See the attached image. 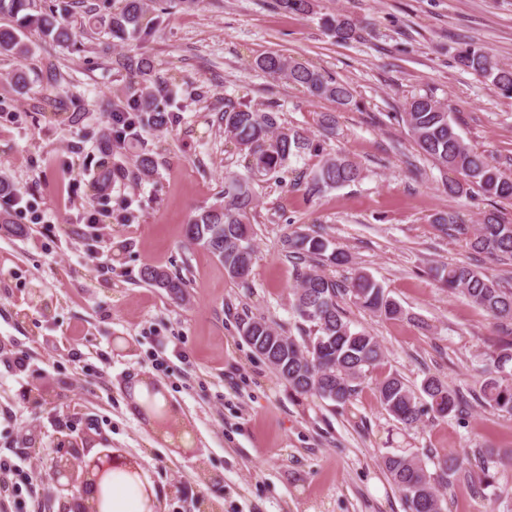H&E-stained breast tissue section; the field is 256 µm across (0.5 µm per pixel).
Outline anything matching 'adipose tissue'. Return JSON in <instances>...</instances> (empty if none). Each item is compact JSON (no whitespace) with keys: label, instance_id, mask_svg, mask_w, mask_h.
I'll return each mask as SVG.
<instances>
[{"label":"adipose tissue","instance_id":"obj_1","mask_svg":"<svg viewBox=\"0 0 512 512\" xmlns=\"http://www.w3.org/2000/svg\"><path fill=\"white\" fill-rule=\"evenodd\" d=\"M89 512H157V497L144 467L115 466L99 494L85 498Z\"/></svg>","mask_w":512,"mask_h":512}]
</instances>
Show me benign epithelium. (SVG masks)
Instances as JSON below:
<instances>
[{"instance_id":"obj_1","label":"benign epithelium","mask_w":512,"mask_h":512,"mask_svg":"<svg viewBox=\"0 0 512 512\" xmlns=\"http://www.w3.org/2000/svg\"><path fill=\"white\" fill-rule=\"evenodd\" d=\"M85 448L74 444L69 456L57 458L52 464V488L50 493L60 498H71L77 495L88 496L98 490L99 479L112 466L124 462L125 457L117 452L106 451L89 467L81 466Z\"/></svg>"}]
</instances>
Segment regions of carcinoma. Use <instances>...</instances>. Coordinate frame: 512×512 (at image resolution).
Listing matches in <instances>:
<instances>
[{
  "mask_svg": "<svg viewBox=\"0 0 512 512\" xmlns=\"http://www.w3.org/2000/svg\"><path fill=\"white\" fill-rule=\"evenodd\" d=\"M118 5L107 19L112 39L126 41L149 35L162 23L155 13L156 0H117ZM284 10L301 16L313 12V0H277ZM69 0H54L52 7L42 9L37 0H0V54L24 57L30 52L25 32L37 29L57 43L74 42L77 32L68 21ZM323 26L336 38L347 41L354 37L355 28L344 14L326 15ZM459 64L490 81L505 97H512V67L502 64L485 53L477 44L469 43L457 56ZM114 63L143 78L139 94L130 99L126 108L128 122L115 125L117 139L139 122L166 132L179 119L165 99L162 85L148 82L154 61L148 56L123 57ZM258 69L274 78L299 86L315 98L347 107L353 101L351 88L328 74L299 63L277 51H270L256 60ZM403 124L417 148L432 162L451 170L459 178L444 184L450 196L468 195L473 191L488 198L512 200V178H506L485 156L466 147L454 126L448 105L429 95H417L406 100L403 111L394 114ZM224 135L233 140L249 157V174H224V190L213 205L202 208L185 227L189 243L207 250L224 265L232 278L249 276L254 255L255 232L251 223L254 196L253 177L279 175L288 171L292 160L307 155L318 163L307 175L306 189L320 195L357 181L360 166L348 157L327 151L329 136L335 132L336 116L321 117L323 133L312 136L308 130L280 122L279 113L250 106L232 107L220 115ZM434 223L449 236L462 238L477 254L497 261L512 260V224L501 220L494 212L482 215L474 228L457 224L446 213H439ZM287 252L299 261L296 285L292 291V310L301 324L303 336L296 338L278 330L262 317L242 321L239 331L250 336L252 349H267L269 365L298 395L316 396L346 407L357 387L373 377L383 363V351L375 336L352 327L339 300H349L387 319H397L403 309L368 274L358 272L345 283L327 275L322 266L349 264V255L333 246L319 232L286 235ZM448 291L466 297L493 319H512V288H502L486 275L467 264H448L437 271ZM145 282L178 299L188 288L187 279L160 267L143 270ZM381 407L395 420L412 426L432 412L447 416L459 408V396L448 383L428 376L418 389H413L397 374L376 382ZM483 403L489 408L512 413V347L488 355L480 387ZM484 467L478 477L479 486H495L499 460L492 450L482 453ZM382 463L391 482L400 493L408 512H443L445 489L452 477L462 469L464 459L443 456L438 460L440 473L432 475L416 452L388 453Z\"/></svg>",
  "mask_w": 512,
  "mask_h": 512,
  "instance_id": "obj_1",
  "label": "carcinoma"
}]
</instances>
